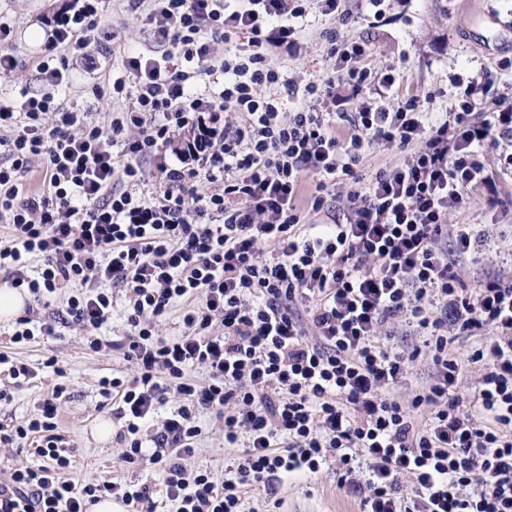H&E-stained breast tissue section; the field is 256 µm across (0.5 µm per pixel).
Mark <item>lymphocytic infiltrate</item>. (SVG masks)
<instances>
[{
    "label": "lymphocytic infiltrate",
    "mask_w": 512,
    "mask_h": 512,
    "mask_svg": "<svg viewBox=\"0 0 512 512\" xmlns=\"http://www.w3.org/2000/svg\"><path fill=\"white\" fill-rule=\"evenodd\" d=\"M307 2L129 0L163 51L124 57L111 91L93 86L101 101L134 96L106 123L53 93L69 57L90 66L100 48L122 44L104 19L106 0H81L55 18L36 66L43 91L0 101V218L11 228L0 272L36 298L61 296L90 348L122 351L133 365L131 378L100 380V394L120 424L124 462L156 466L174 512H242L245 488L331 465L362 512H512V278L466 287L460 270L480 263L482 231L448 221L469 190L492 183L485 154L498 135L512 137V102L493 96L486 73L442 123L426 126L419 100L393 101V73L355 67L366 43L330 29L335 72L305 83L302 105L281 111L273 55L299 52L293 21ZM241 35L247 54L214 58L216 42ZM218 72L220 92H187L195 75ZM353 96L360 109L346 111ZM330 109L349 138L333 134ZM372 141L406 156L366 180L358 165ZM170 146L179 165L167 161ZM145 159L161 173L148 194ZM36 162L48 189L30 197L22 177ZM310 175L315 212L344 185L345 223L306 227L310 210L298 198ZM202 179L213 191L198 193ZM118 302L125 336L96 337ZM180 303L181 335L159 336ZM399 317L422 347L389 346ZM455 330L477 339L462 358L448 351ZM423 352L433 380L400 399ZM197 367L205 381L192 378ZM470 367L480 377L465 405L456 389ZM65 392L56 385L31 419L0 422V445L35 438L45 460L0 473V512H87L106 493L131 512H157L149 484L63 478L70 459L56 418ZM170 394L177 407L147 430ZM206 411L225 445L242 451L220 476L187 465Z\"/></svg>",
    "instance_id": "lymphocytic-infiltrate-1"
}]
</instances>
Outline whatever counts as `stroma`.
<instances>
[{"label":"stroma","instance_id":"obj_1","mask_svg":"<svg viewBox=\"0 0 512 512\" xmlns=\"http://www.w3.org/2000/svg\"><path fill=\"white\" fill-rule=\"evenodd\" d=\"M71 4L72 0H0V19L13 26L14 45L21 60L14 73L0 76V100L18 102L23 94L41 90L35 51L54 14ZM346 8L350 17L337 26L315 8L296 19L300 52L276 59L286 82L276 86L274 92L284 109L294 108L299 102L298 96L289 94L288 82L302 84L335 71L336 60L328 56L322 37L331 26L341 40L368 42L369 51L357 59V67L376 73L393 71L395 91L422 101L429 123L438 122L443 112L458 105L469 82L488 70L496 75L494 94L512 101V0H383L378 8L367 0H347ZM105 19L113 29L122 31L125 41L120 47L103 49L96 71L80 66L70 69L68 83L56 93L65 107L95 111L93 84L107 83L119 73L125 53H148L157 48L148 27L130 11L126 0H110ZM511 154L512 140H500L490 155L494 188L472 189L466 209L449 216L450 223L482 224L489 233L475 245L476 252L488 255V262L463 267L464 281L470 287L488 276L512 277V167L505 163ZM34 309L53 322L56 332L17 346L10 342L7 330L0 329V351L40 370L36 378L11 385L12 399L0 402V419L29 418L56 384H64L67 400L57 417V431L64 435L71 451L66 478L79 482L108 477L118 483L157 482L152 469L122 461L123 447L117 438L104 441L96 434L99 421L112 417L111 407L102 403L99 381L131 375V366L120 352L90 349L78 326L60 321L62 307L58 300L36 303ZM50 357L57 358V369L45 367L44 361ZM201 425L203 434L188 464L223 474L240 451L225 447L218 422L205 415ZM242 510L361 512L358 501L339 488L337 475L330 468L268 488L250 489Z\"/></svg>","mask_w":512,"mask_h":512}]
</instances>
